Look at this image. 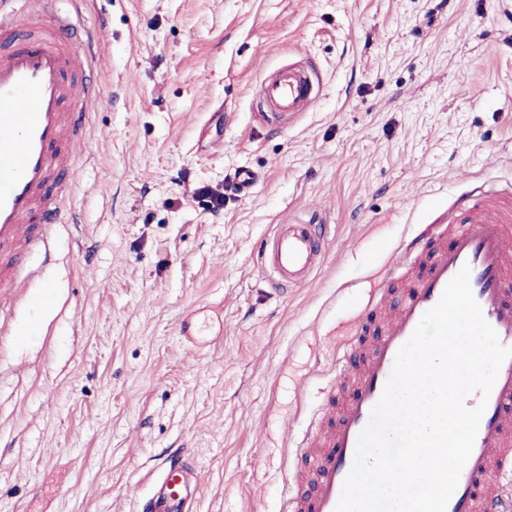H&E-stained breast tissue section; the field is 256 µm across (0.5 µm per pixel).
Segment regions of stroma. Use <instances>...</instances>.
Masks as SVG:
<instances>
[{"label": "stroma", "mask_w": 512, "mask_h": 512, "mask_svg": "<svg viewBox=\"0 0 512 512\" xmlns=\"http://www.w3.org/2000/svg\"><path fill=\"white\" fill-rule=\"evenodd\" d=\"M52 12L75 45L95 36L103 102L67 106L89 130L72 219L0 334V512H142L180 459L201 476L189 512H276L332 345L391 250L440 234L462 195L512 191V0ZM297 61L321 96L278 126L251 89ZM279 224L327 236L284 292L258 254Z\"/></svg>", "instance_id": "1"}]
</instances>
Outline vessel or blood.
Returning a JSON list of instances; mask_svg holds the SVG:
<instances>
[{
  "label": "vessel or blood",
  "instance_id": "1",
  "mask_svg": "<svg viewBox=\"0 0 512 512\" xmlns=\"http://www.w3.org/2000/svg\"><path fill=\"white\" fill-rule=\"evenodd\" d=\"M1 40L7 47L0 51V315L38 277L30 258L48 253L53 224L68 214V183L54 178L65 155L55 148L64 143L69 154H79L85 138L81 117L64 112L63 102H101L96 77L65 82L76 55L54 28L43 27L26 43L0 16ZM317 93L312 70L301 62L283 66L253 88L254 99L281 124L308 110ZM448 231L447 242L421 235L396 248L390 265L406 270L407 289L394 291L389 277H382L367 316L357 318L337 344L331 369L340 377L354 372V393L331 428L298 441L297 465L279 512H335L358 436L383 394L398 350L462 267L471 271L485 320L500 343L512 347V202L489 191L466 197L449 214ZM324 241L315 225H278L260 250L261 263L284 283L303 281L321 260ZM199 488L196 467H161L143 512H183ZM447 512H512V359L499 371Z\"/></svg>",
  "mask_w": 512,
  "mask_h": 512
}]
</instances>
